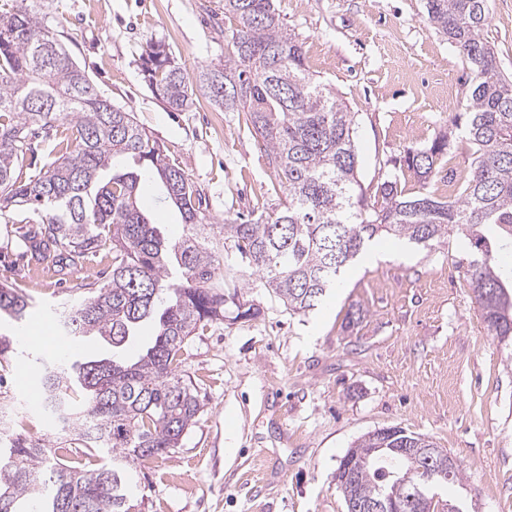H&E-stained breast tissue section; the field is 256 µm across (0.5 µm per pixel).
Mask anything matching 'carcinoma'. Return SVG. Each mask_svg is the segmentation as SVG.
<instances>
[{"label": "carcinoma", "mask_w": 512, "mask_h": 512, "mask_svg": "<svg viewBox=\"0 0 512 512\" xmlns=\"http://www.w3.org/2000/svg\"><path fill=\"white\" fill-rule=\"evenodd\" d=\"M427 20L448 37L472 74L469 102L450 124L461 133L473 171L458 197L402 196L397 181L377 187L370 201L358 180L355 128L335 91L309 72L302 43L288 32L273 0H224L235 22L224 64L201 74L210 100L243 112L262 139L268 164L288 203L254 222L224 221L214 230L193 182L136 121L107 111L91 78L26 4L0 13V223L26 225L31 258L84 267L112 243L108 280L92 295L58 309L72 340L104 342L102 357L43 363L46 413L59 436L49 443L0 435V512H136L130 497L135 465L180 447L201 412L191 379L180 373L191 337L224 320L242 274L220 264L230 241L261 273L288 310L316 309L342 269L367 243L385 235L425 248L449 235L470 242L466 277L491 335L512 340V269L497 256L512 252V80L484 38L487 0H425ZM146 84L172 111L193 104L186 69L166 45L140 57ZM52 139L47 170L30 173L41 150L39 131ZM451 136L411 151L407 165L427 185L448 158ZM161 182L179 212L182 235L172 239L138 206L141 175ZM33 299L0 284V316L22 324ZM153 341L137 358L126 355L142 325ZM400 438L433 444L402 432ZM398 438V439H400ZM398 439L368 433L354 446L352 489L343 499H390L402 512L436 506V490L462 482L408 473L394 458L371 450Z\"/></svg>", "instance_id": "obj_1"}]
</instances>
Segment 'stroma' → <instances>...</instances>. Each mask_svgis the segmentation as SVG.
<instances>
[{"label": "stroma", "mask_w": 512, "mask_h": 512, "mask_svg": "<svg viewBox=\"0 0 512 512\" xmlns=\"http://www.w3.org/2000/svg\"><path fill=\"white\" fill-rule=\"evenodd\" d=\"M220 0H29L88 73L101 95L132 112L199 190L212 223L257 220L281 210L287 192L240 112L196 87L193 105L167 111L146 85L140 55L162 41L189 76L223 64L231 23ZM424 0H276L306 64L355 119L367 195L397 179L420 181L405 159L430 146L463 111L471 75L458 48L425 19ZM484 31L512 78V0H488ZM16 238L0 237V281L40 299H76L83 278L105 282L107 262L46 270L24 266ZM453 235L432 247L373 248L349 265L308 314L264 288L232 245L223 262L245 272L240 302L256 316L193 336L183 363L203 405L181 445L133 474L140 512H345L336 469L368 432L398 426L453 455L460 485L440 499L466 512H512V344L491 336L459 260ZM57 322L29 335L0 319L17 349L0 427L31 437L55 424L25 402L43 363L56 359Z\"/></svg>", "instance_id": "35a3bbf8"}]
</instances>
